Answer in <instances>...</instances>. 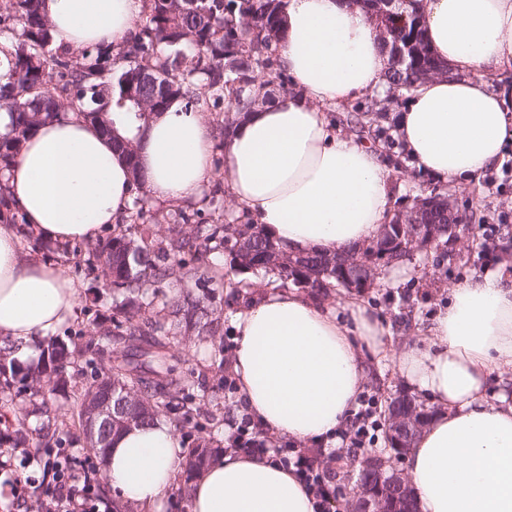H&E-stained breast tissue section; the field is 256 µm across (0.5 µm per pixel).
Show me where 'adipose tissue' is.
<instances>
[{
	"label": "adipose tissue",
	"mask_w": 512,
	"mask_h": 512,
	"mask_svg": "<svg viewBox=\"0 0 512 512\" xmlns=\"http://www.w3.org/2000/svg\"><path fill=\"white\" fill-rule=\"evenodd\" d=\"M145 0H43L53 44L116 47ZM420 25L451 76L420 83L398 118L417 169L478 179L512 143V96L488 74L512 66V0H421ZM279 64L290 91L239 117L225 144L230 193L252 224L287 251L336 252L374 238L389 219L391 171L379 149L342 134L325 108L385 92L388 53L353 0H288ZM210 127L172 100L138 146L144 187L160 202L198 201L212 178ZM25 214L0 225V335L37 363L40 340L75 316L80 285L66 266L31 255V234L57 245L112 230L132 200L125 157L99 123L41 122L0 174ZM233 369L243 406L262 428L304 444L335 442L350 421L374 356L439 407L405 456L419 512H512V389L487 398L512 370V274L456 284L423 345L394 350L383 319L359 296L336 306L271 292L235 318ZM185 452L171 424L115 437L104 470L138 512H161ZM313 495L269 456L227 451L197 480L191 512H314Z\"/></svg>",
	"instance_id": "1"
}]
</instances>
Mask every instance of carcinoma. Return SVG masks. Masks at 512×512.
Listing matches in <instances>:
<instances>
[{"mask_svg": "<svg viewBox=\"0 0 512 512\" xmlns=\"http://www.w3.org/2000/svg\"><path fill=\"white\" fill-rule=\"evenodd\" d=\"M283 0H147V11L136 31L114 53L101 46L71 52L53 46L50 26L41 0H0V37L11 42L0 58V112L11 116L7 132L0 134V173L17 155L22 141L40 121L75 112L102 124L112 134L119 119L146 124L165 111L171 100L181 98L199 109L224 112L221 135L227 137L234 120L227 113L250 112L263 102L261 90L278 83L288 90V77L278 68L277 45L282 39ZM370 18L379 28L388 49L386 74L389 91L401 95L428 78L448 74L429 51L419 26L416 0L404 5L378 7ZM151 71L160 87L150 106L128 96L135 74ZM386 116L368 106L353 108L344 120L392 148L384 126ZM124 154L133 179L141 181L137 157L138 136L113 137ZM224 195L216 186L195 204L154 212L149 198L135 193L126 214L114 226L117 233L107 241L67 246L54 251L64 263H84L98 271L108 292L124 297L123 306L106 321L91 320L65 337L56 336L43 349L41 364L24 367L14 357L19 345L0 346V449L25 448L39 458L54 448H71L74 436L67 423L50 416L52 395L63 393L83 438H88L92 412L104 404H124V412L112 421L97 446L84 442L76 457L92 495L105 497L107 484L90 476V460H104L112 439L132 426L166 416L178 422L195 421L202 436L188 449L177 472L178 493L184 512L191 507L195 480L215 459L219 450L212 438L203 436L223 422L224 321L213 308L212 295L193 288L167 298L164 285L176 273L196 279L209 271V255L231 244L236 270L273 271L283 282L298 285V274L313 278L312 287L335 282L325 255H291L261 229L236 217L219 215L213 222L205 211ZM24 214L5 187L0 185V224H23ZM153 224L167 225L158 235ZM184 336L211 344V364L216 385L207 390L193 377L178 371L163 351L166 339ZM76 365L78 377L68 375ZM418 412L428 424L433 411L407 394L386 402L385 432L392 420Z\"/></svg>", "mask_w": 512, "mask_h": 512, "instance_id": "carcinoma-1", "label": "carcinoma"}]
</instances>
